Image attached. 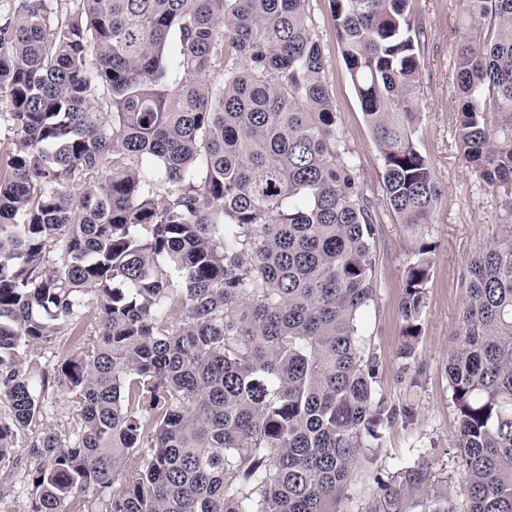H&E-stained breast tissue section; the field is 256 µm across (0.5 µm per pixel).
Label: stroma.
Returning <instances> with one entry per match:
<instances>
[{
  "instance_id": "1",
  "label": "stroma",
  "mask_w": 512,
  "mask_h": 512,
  "mask_svg": "<svg viewBox=\"0 0 512 512\" xmlns=\"http://www.w3.org/2000/svg\"><path fill=\"white\" fill-rule=\"evenodd\" d=\"M314 33L328 58L325 80L336 104L337 129L358 166L365 194L373 203L376 224V292L364 310L361 335L378 359L377 393L387 404L409 409V422H396L383 432L375 449L381 474L393 473L416 458L427 459L440 488L460 494L456 468V410L448 386V355L457 332L464 300L469 257L512 224L496 192L477 179L461 151L457 114V50L463 38L487 39V27H473L464 0H414V24L422 32L419 103L421 121L414 139L428 159L442 193L431 222L414 235L391 207L383 189V164L349 79L327 0H309ZM432 243V268L421 334L413 360L396 357L401 318L398 303L405 269L417 237ZM98 326V313L88 309L77 334L58 336L50 347L21 340L28 360L53 372L79 344L89 342Z\"/></svg>"
}]
</instances>
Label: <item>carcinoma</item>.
Masks as SVG:
<instances>
[{
    "label": "carcinoma",
    "mask_w": 512,
    "mask_h": 512,
    "mask_svg": "<svg viewBox=\"0 0 512 512\" xmlns=\"http://www.w3.org/2000/svg\"><path fill=\"white\" fill-rule=\"evenodd\" d=\"M401 223L440 190L413 140L421 31L412 0H327ZM309 0H22L0 24V98L20 143L0 168V464L39 426L49 346L93 305L92 342L54 382L67 436L39 431L12 476L30 512H342L384 426L360 319L374 300L375 220L336 131ZM487 41L456 63L468 167L512 211V0H466ZM219 74L222 84L209 77ZM432 244L398 309L414 358ZM448 384L460 508L512 512V225L469 259ZM421 458L373 477L367 512H406Z\"/></svg>",
    "instance_id": "obj_1"
}]
</instances>
